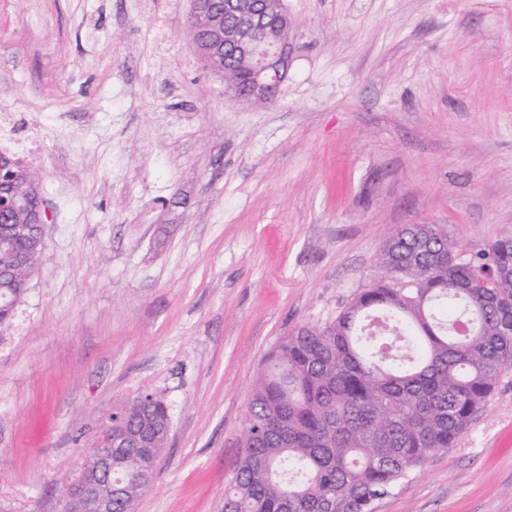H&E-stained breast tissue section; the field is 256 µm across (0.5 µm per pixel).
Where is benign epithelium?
<instances>
[{
    "mask_svg": "<svg viewBox=\"0 0 512 512\" xmlns=\"http://www.w3.org/2000/svg\"><path fill=\"white\" fill-rule=\"evenodd\" d=\"M202 10L190 0V24L195 52L212 73L224 76V63L233 59L242 72L232 84L237 99L247 103L274 100L288 75L292 56L289 30L293 21L284 0H213ZM40 198L39 181L31 173L22 184L0 177V238L14 231L4 215L14 212L19 222L43 226L49 219L43 207L31 209ZM65 512H112V423H100L90 461L64 498Z\"/></svg>",
    "mask_w": 512,
    "mask_h": 512,
    "instance_id": "7a95c632",
    "label": "benign epithelium"
}]
</instances>
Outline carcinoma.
<instances>
[{"label":"carcinoma","mask_w":512,"mask_h":512,"mask_svg":"<svg viewBox=\"0 0 512 512\" xmlns=\"http://www.w3.org/2000/svg\"><path fill=\"white\" fill-rule=\"evenodd\" d=\"M37 234L18 225L15 248ZM380 262L383 276L335 321L299 328L271 355L224 512H373L431 452L457 444L512 368V235L466 255L443 225L403 224ZM34 272L0 280V335ZM112 420L116 433L150 437L112 454L113 498L127 507L148 488L171 419L143 392Z\"/></svg>","instance_id":"cac0c4a2"}]
</instances>
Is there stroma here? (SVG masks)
<instances>
[{
    "label": "stroma",
    "mask_w": 512,
    "mask_h": 512,
    "mask_svg": "<svg viewBox=\"0 0 512 512\" xmlns=\"http://www.w3.org/2000/svg\"><path fill=\"white\" fill-rule=\"evenodd\" d=\"M285 4L288 76L248 104L189 0H0V109L41 119L50 217L0 337V512H60L144 391L171 431L134 512H222L268 356L380 276L393 226L512 235V0ZM373 512H512V369Z\"/></svg>",
    "instance_id": "obj_1"
}]
</instances>
